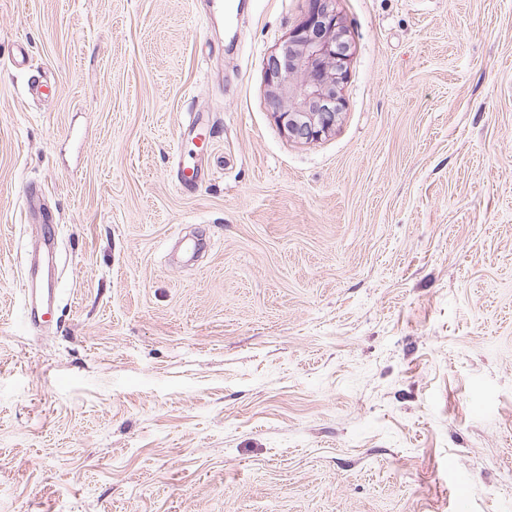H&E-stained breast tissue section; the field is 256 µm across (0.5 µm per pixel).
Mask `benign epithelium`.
<instances>
[{
  "mask_svg": "<svg viewBox=\"0 0 512 512\" xmlns=\"http://www.w3.org/2000/svg\"><path fill=\"white\" fill-rule=\"evenodd\" d=\"M307 17L266 64L274 115L291 139L312 143L329 134L342 107L349 42L333 0H309Z\"/></svg>",
  "mask_w": 512,
  "mask_h": 512,
  "instance_id": "7a95c632",
  "label": "benign epithelium"
}]
</instances>
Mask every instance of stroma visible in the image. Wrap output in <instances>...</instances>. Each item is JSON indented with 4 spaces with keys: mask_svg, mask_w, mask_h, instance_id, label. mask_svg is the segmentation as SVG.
<instances>
[{
    "mask_svg": "<svg viewBox=\"0 0 512 512\" xmlns=\"http://www.w3.org/2000/svg\"><path fill=\"white\" fill-rule=\"evenodd\" d=\"M232 1L0 0V512H512V0H336L308 144Z\"/></svg>",
    "mask_w": 512,
    "mask_h": 512,
    "instance_id": "stroma-1",
    "label": "stroma"
}]
</instances>
